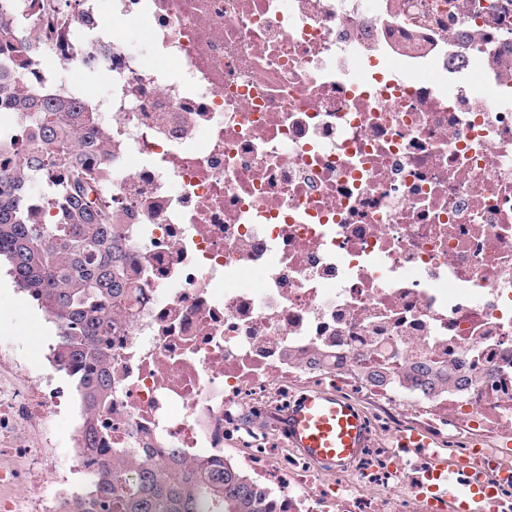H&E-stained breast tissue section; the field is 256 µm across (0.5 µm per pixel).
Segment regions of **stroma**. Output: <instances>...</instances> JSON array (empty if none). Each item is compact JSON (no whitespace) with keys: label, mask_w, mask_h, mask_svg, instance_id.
<instances>
[{"label":"stroma","mask_w":512,"mask_h":512,"mask_svg":"<svg viewBox=\"0 0 512 512\" xmlns=\"http://www.w3.org/2000/svg\"><path fill=\"white\" fill-rule=\"evenodd\" d=\"M55 324L38 310L0 265V344L12 347L17 363L0 367V379L29 388L31 381L45 374H55L69 401L50 421L32 418L28 435L35 446H48L60 461H68L76 446V428L80 421L78 396L64 373L55 372L49 347L56 341Z\"/></svg>","instance_id":"1"}]
</instances>
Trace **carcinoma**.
I'll use <instances>...</instances> for the list:
<instances>
[{"label": "carcinoma", "instance_id": "cac0c4a2", "mask_svg": "<svg viewBox=\"0 0 512 512\" xmlns=\"http://www.w3.org/2000/svg\"><path fill=\"white\" fill-rule=\"evenodd\" d=\"M51 33L64 41L80 21L79 0H41ZM0 10V145L8 122L20 116L36 128L19 168L0 172V261L9 275L56 324L53 362L76 384L83 420L78 452L100 456L102 433L95 423L112 398V357L106 339L121 328L114 311L137 293L128 276L131 256L120 234L121 213L92 165L98 140L95 117L68 96L24 91L27 68L44 49L24 46L26 64L11 59L21 26ZM44 188L37 196L32 185ZM452 381V371L429 373L413 366L402 383H421L430 393ZM280 502L232 463H184L168 448L158 461H142L122 449L91 471L89 489L63 501L61 512H277Z\"/></svg>", "mask_w": 512, "mask_h": 512}]
</instances>
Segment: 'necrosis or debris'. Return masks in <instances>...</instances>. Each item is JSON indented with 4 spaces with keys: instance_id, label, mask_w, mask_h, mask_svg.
<instances>
[{
    "instance_id": "4bbe7bcc",
    "label": "necrosis or debris",
    "mask_w": 512,
    "mask_h": 512,
    "mask_svg": "<svg viewBox=\"0 0 512 512\" xmlns=\"http://www.w3.org/2000/svg\"><path fill=\"white\" fill-rule=\"evenodd\" d=\"M66 53L107 97L34 67L25 89L98 113V165L140 293L112 335L103 447L261 454L284 512H425L392 443L412 415L512 474V0H84ZM143 24L149 52L112 18ZM257 275L255 286L244 285ZM321 355V367L310 360ZM455 368L440 393L410 367ZM362 385L377 445L338 471L276 437L312 389ZM0 383L5 512H61Z\"/></svg>"
}]
</instances>
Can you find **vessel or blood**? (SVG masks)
<instances>
[{
	"label": "vessel or blood",
	"mask_w": 512,
	"mask_h": 512,
	"mask_svg": "<svg viewBox=\"0 0 512 512\" xmlns=\"http://www.w3.org/2000/svg\"><path fill=\"white\" fill-rule=\"evenodd\" d=\"M277 424L288 447L302 457L332 468L346 467L369 447L372 431L366 415L347 397L333 390L304 394L279 415ZM475 458L448 459L434 455L419 492L437 512H479L496 494L494 485L468 478Z\"/></svg>",
	"instance_id": "b4317fda"
}]
</instances>
